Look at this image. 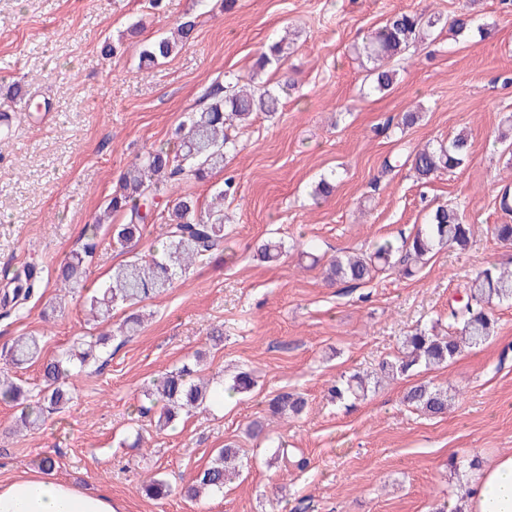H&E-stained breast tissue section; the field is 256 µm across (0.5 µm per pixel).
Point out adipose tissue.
<instances>
[{
  "instance_id": "1",
  "label": "adipose tissue",
  "mask_w": 512,
  "mask_h": 512,
  "mask_svg": "<svg viewBox=\"0 0 512 512\" xmlns=\"http://www.w3.org/2000/svg\"><path fill=\"white\" fill-rule=\"evenodd\" d=\"M0 512H119L111 495L39 473L0 482ZM468 512H512V454L490 460L471 487Z\"/></svg>"
}]
</instances>
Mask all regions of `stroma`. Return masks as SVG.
Returning a JSON list of instances; mask_svg holds the SVG:
<instances>
[{
  "mask_svg": "<svg viewBox=\"0 0 512 512\" xmlns=\"http://www.w3.org/2000/svg\"><path fill=\"white\" fill-rule=\"evenodd\" d=\"M395 11L465 13L479 29L456 38L433 28L411 47L392 89L373 92L355 49ZM189 17V43L161 65L139 67L142 44ZM288 27L300 33L294 49L266 73L293 85L276 115H254L211 183L179 186L207 205L213 185L234 177L223 252L140 304L145 325L129 338L118 331L123 310L97 324L82 299L54 307L56 270L82 248L120 172L169 141L225 74L251 73ZM115 40L119 52L105 54ZM14 83L25 96L0 129V289L27 264L44 286L23 312L0 313V365L26 333L41 335L44 359L90 334L111 339L103 365L74 380L72 400L38 430L16 431L14 408L0 402L1 482L49 455L55 477L109 492L120 512H434L458 506L479 466L512 453L510 303L496 306L483 347L428 373L452 398L446 415L405 405L404 380L345 404L328 394L334 381L378 369L416 326L447 332L448 307L476 270L512 269V246L490 232L512 224L498 204L512 155L496 141L512 115V0H235L229 8L211 0L205 14L195 0H162L157 9L150 0H0V102ZM415 108L421 119L399 128ZM461 132L472 143L468 163L417 181L406 157ZM388 159L399 165L386 174ZM332 169L333 194L314 204L312 187ZM442 203L460 206L473 224L467 251H437L409 277L391 269L364 285L324 281L333 257L400 242ZM269 238L284 243V256L254 260ZM308 241L318 265L300 258ZM216 329L224 336L217 344L209 339ZM198 353L205 375L250 370L256 387L156 431L155 413L139 411L144 386ZM285 391L308 400L288 421L266 406ZM253 420L266 423L269 441L246 435ZM275 440L287 459L273 458ZM227 443L240 450L241 477L223 494L183 498L182 485ZM153 477L169 484L168 495H146Z\"/></svg>",
  "mask_w": 512,
  "mask_h": 512,
  "instance_id": "stroma-1",
  "label": "stroma"
}]
</instances>
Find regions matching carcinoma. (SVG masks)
Instances as JSON below:
<instances>
[{"label":"carcinoma","mask_w":512,"mask_h":512,"mask_svg":"<svg viewBox=\"0 0 512 512\" xmlns=\"http://www.w3.org/2000/svg\"><path fill=\"white\" fill-rule=\"evenodd\" d=\"M441 18L423 17L411 12H398L385 23L366 35L359 53L369 64L370 88L375 92L388 90L396 80V66L406 60L416 37L434 28ZM195 22L186 20L176 29L177 37H157L143 45L139 53V66L150 68L182 49L193 36ZM283 58L281 43L269 46L261 55L258 68L280 65ZM252 74L249 82L230 75L224 86L207 95L209 102L202 108L188 113L172 135L173 147L152 148L135 158L122 171L105 202L104 212L120 223L111 225L110 240L113 245L134 252L130 260L112 269L104 282L90 286L86 278V262L92 256L100 236L102 224L86 227L88 243L83 250L72 252L57 269L59 291L66 296L87 292L85 306L92 316L108 317L114 307L132 306L163 293L176 277L189 271L200 260L210 256L224 242V208L221 201L235 191L232 180L215 193L216 203L203 209L198 200L187 194L177 198L167 208L166 240L160 252L141 255L135 252L149 219L160 218L145 208L148 202L161 197L180 180L192 177L204 180L216 171L224 170L228 156L239 148L237 139L228 130L242 127L257 112L275 113L280 104L279 92L268 84L256 81ZM471 143L467 135L458 134L451 140L426 145L412 153V168L420 180L427 181L442 170L463 166L470 157ZM473 225L465 223L459 209L448 204L437 206L426 223L414 235L399 245L386 241L367 254H348L334 259L327 273L331 282L363 284L376 274L397 264L405 274L427 261L435 249L466 248L473 237ZM284 252L280 242L265 241L257 250V257L264 262L278 261ZM39 277L34 269L25 267L18 271L3 294V307L14 309L32 296L39 287ZM512 302V270L495 265L478 270L468 282L462 301L449 306L448 327L459 328V335L441 336L435 328H416L403 337L397 355L383 361L380 373L386 378H410L454 359L462 348L485 345L494 333L495 317L492 304ZM109 340L99 336L86 340L75 348L62 350L43 363L44 387L39 398L30 399L23 385L0 371V402L19 409V429L32 431L44 421L48 410L61 409L71 399V388L66 381L79 374L83 368L100 359L101 345ZM40 337L31 334L14 339L8 350V364L21 367L41 359ZM254 382L251 373L241 371L224 388H212L209 382L196 376L194 365L164 373L153 380L143 392L145 405L141 411L148 413L159 408L156 426L164 430L179 413L193 414L211 401L224 396L248 392ZM368 382L360 376L334 382L329 390L331 399L343 401L366 395ZM404 402L430 416H439L448 409V392L432 387L425 381L411 385L404 393ZM269 411L283 419L301 415L306 400L296 393H283L269 401ZM237 449L226 445L214 462L194 481L184 488V495L197 500L206 493L224 490L230 475L236 471Z\"/></svg>","instance_id":"cac0c4a2"}]
</instances>
